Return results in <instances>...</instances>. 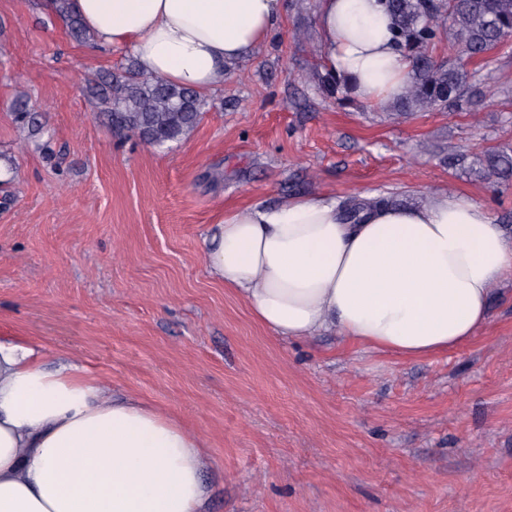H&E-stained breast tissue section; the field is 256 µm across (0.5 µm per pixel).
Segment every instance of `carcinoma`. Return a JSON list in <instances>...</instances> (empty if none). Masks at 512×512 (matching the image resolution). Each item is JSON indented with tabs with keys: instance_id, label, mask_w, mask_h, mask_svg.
<instances>
[{
	"instance_id": "carcinoma-1",
	"label": "carcinoma",
	"mask_w": 512,
	"mask_h": 512,
	"mask_svg": "<svg viewBox=\"0 0 512 512\" xmlns=\"http://www.w3.org/2000/svg\"><path fill=\"white\" fill-rule=\"evenodd\" d=\"M393 20L395 44L412 60V74L405 95L394 102L401 114L422 110L464 112L470 106L466 91L471 76L465 67L437 62L432 51L444 40L468 60L484 58L512 40V0H381ZM52 13L73 38L90 42L92 37L70 0H52ZM322 92L346 107L354 102L343 80L328 69L316 71ZM103 106V115L115 128L136 135L144 143L162 147L186 139L199 125L206 102L201 94L157 76H149L131 65L122 73L104 71L88 86ZM15 120L37 130L36 113L25 102L14 107ZM480 175L489 181L512 177V154L488 149L478 158ZM396 202L393 197H375L363 204H343L348 219L362 207Z\"/></svg>"
}]
</instances>
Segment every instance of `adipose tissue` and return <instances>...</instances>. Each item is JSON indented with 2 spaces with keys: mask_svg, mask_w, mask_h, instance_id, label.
Here are the masks:
<instances>
[{
  "mask_svg": "<svg viewBox=\"0 0 512 512\" xmlns=\"http://www.w3.org/2000/svg\"><path fill=\"white\" fill-rule=\"evenodd\" d=\"M95 41L142 72L221 88L283 19L287 0H73ZM323 60L367 105L400 98L412 63L380 0H320ZM322 196L225 210L204 241L211 274L275 338L344 342L408 358L448 352L486 325L512 279V234L466 193L365 208ZM205 441L76 366L50 370L0 342V512H208Z\"/></svg>",
  "mask_w": 512,
  "mask_h": 512,
  "instance_id": "1",
  "label": "adipose tissue"
}]
</instances>
